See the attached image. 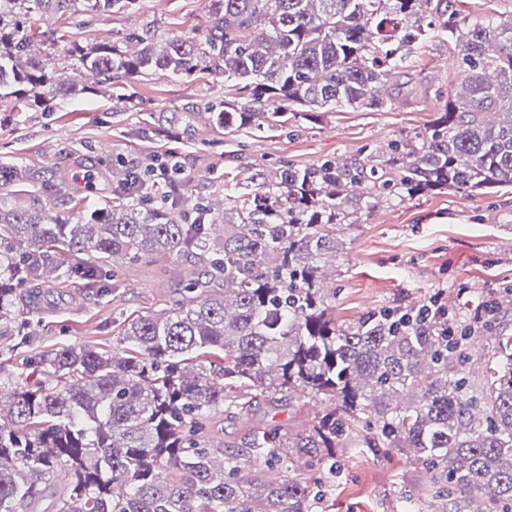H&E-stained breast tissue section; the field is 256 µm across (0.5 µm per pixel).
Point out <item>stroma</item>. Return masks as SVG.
I'll use <instances>...</instances> for the list:
<instances>
[{
  "label": "stroma",
  "mask_w": 512,
  "mask_h": 512,
  "mask_svg": "<svg viewBox=\"0 0 512 512\" xmlns=\"http://www.w3.org/2000/svg\"><path fill=\"white\" fill-rule=\"evenodd\" d=\"M207 0H140L133 13L92 18L73 14L71 36L98 42L122 33H192L205 26ZM457 58L438 39L406 55L396 81L400 94L378 107L344 108L309 122L289 118L283 128L248 137L208 127L209 104L224 98L220 81L179 82L152 74L133 83L139 100L129 110L111 91L89 93L25 111L20 101L0 100V160L63 177L67 192L100 204L112 195L113 172L153 158L179 163L191 198L202 200L231 190L254 189L258 175L290 163L314 166L326 160L361 158L368 146L384 145L428 127L448 102V84ZM95 171L85 184L84 170ZM346 248L336 272V317L347 321L385 305L436 298L463 313L465 301L512 291V186L481 196L453 190L395 200L362 214L345 231ZM118 292L92 297L72 285L67 301L32 316V342L22 352L30 363L24 381H40L36 361L53 348L80 344L111 347L117 325L127 315L170 307L188 280H207L197 257L158 264L143 261L115 266ZM321 399L281 393L273 407L258 406L254 419L305 429L308 411ZM336 512H393L395 489L416 493L423 475L404 455L385 456L351 448L336 451Z\"/></svg>",
  "instance_id": "obj_1"
}]
</instances>
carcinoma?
<instances>
[{
	"mask_svg": "<svg viewBox=\"0 0 512 512\" xmlns=\"http://www.w3.org/2000/svg\"><path fill=\"white\" fill-rule=\"evenodd\" d=\"M138 0H0V99L65 101L88 85L126 94L138 76L231 80L208 109L228 133L275 130L336 107L380 106L413 43L454 45L448 109L427 129L366 160L285 164L254 192L194 202L176 187L123 171L97 207L35 191L48 172L0 162V341L27 342L28 304L54 278L105 296L116 255L137 263L206 258L215 287L191 280L170 308L130 314L116 345H65L39 360L45 380L0 404V512H33L41 483L67 475L47 512H330L336 449L397 450L426 474L401 509L512 512V335L499 333L482 374L470 373L471 327L436 300L336 321V260L358 213L394 198L512 185V0H208L198 35L149 33L80 41L65 29L34 49L28 22L105 17ZM300 391L330 401L307 433L270 422L230 449L211 424L245 420L259 399ZM261 459L300 479L242 475Z\"/></svg>",
	"mask_w": 512,
	"mask_h": 512,
	"instance_id": "1",
	"label": "carcinoma"
}]
</instances>
